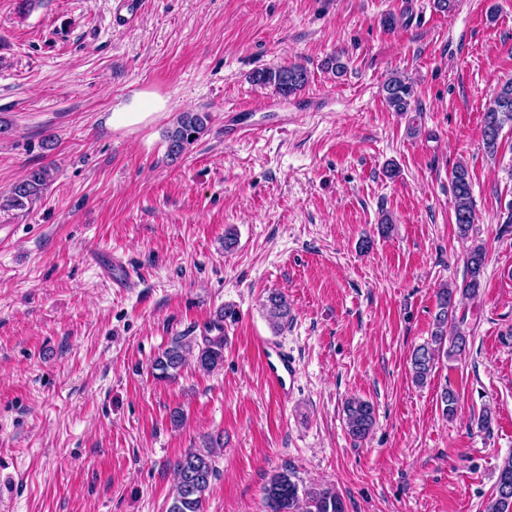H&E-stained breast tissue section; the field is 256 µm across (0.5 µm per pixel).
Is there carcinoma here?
<instances>
[{
    "instance_id": "1",
    "label": "carcinoma",
    "mask_w": 512,
    "mask_h": 512,
    "mask_svg": "<svg viewBox=\"0 0 512 512\" xmlns=\"http://www.w3.org/2000/svg\"><path fill=\"white\" fill-rule=\"evenodd\" d=\"M252 82L261 87L270 86L288 97L300 91L308 82V72L301 65L264 68L252 75ZM385 101L398 113L411 109L414 97L412 84L399 76L390 77L383 86ZM209 121L206 112H183L167 131V157L179 159L205 131ZM484 145L488 153L497 151L499 136L505 126L512 127V81L505 83L483 113ZM52 174L46 167H33L15 182L9 195L0 203V209L23 210L40 199L50 187ZM454 199V220L460 238L467 239L473 230L476 213L472 199V182L466 165L453 167L450 176ZM486 252L483 246L473 245L466 255V275L462 284L444 285L437 292L438 312L435 329L430 339L412 349L408 368L412 380L423 385L431 377L440 357L448 359L463 355L468 347V336L457 319V297L475 299L481 289ZM266 315L274 331L281 330L291 318L288 299L280 292L271 293L265 303ZM233 312L220 310L210 330L216 336L204 337L203 344H194L183 336L170 339L162 353L155 359L153 369L162 379L177 376L188 359L192 358L202 370L212 372L224 363V319ZM345 424L350 437L361 442L373 430L376 410L368 400L351 397L343 407ZM175 483L172 502L167 512H203V504L213 480L219 475L215 452L210 447L189 451L174 464ZM509 487L503 493V487ZM264 512H346L342 497L332 488L307 487L296 480L292 469L284 466L274 472L263 488ZM486 512H512V456L503 460L498 469L494 497L488 502Z\"/></svg>"
}]
</instances>
